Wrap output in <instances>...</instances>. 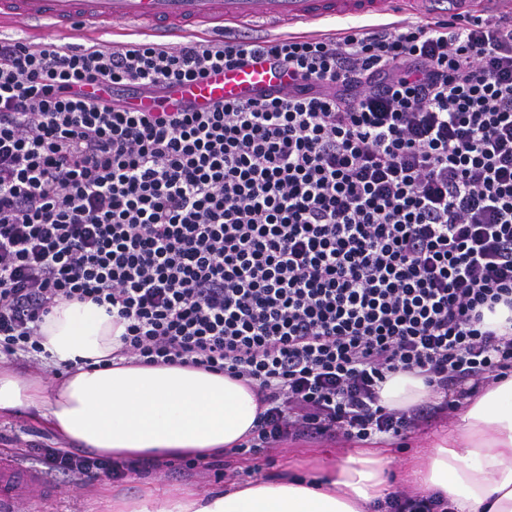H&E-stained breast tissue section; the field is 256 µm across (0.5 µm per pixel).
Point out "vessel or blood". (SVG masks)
<instances>
[{
    "label": "vessel or blood",
    "mask_w": 512,
    "mask_h": 512,
    "mask_svg": "<svg viewBox=\"0 0 512 512\" xmlns=\"http://www.w3.org/2000/svg\"><path fill=\"white\" fill-rule=\"evenodd\" d=\"M389 0H0V26L40 23L63 32L87 30L89 24L148 21L158 42L171 43L197 28L220 36L225 28L266 18L288 24L325 25L345 16L382 17ZM285 74L260 60L242 68L211 74L171 88L164 99L136 100L148 111L157 105L176 110L193 104L204 110L218 100H246L270 86L287 85ZM0 512H14L18 499H38L49 493L39 472L31 467L0 468Z\"/></svg>",
    "instance_id": "1"
}]
</instances>
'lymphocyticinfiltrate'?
<instances>
[{
  "label": "lymphocytic infiltrate",
  "mask_w": 512,
  "mask_h": 512,
  "mask_svg": "<svg viewBox=\"0 0 512 512\" xmlns=\"http://www.w3.org/2000/svg\"><path fill=\"white\" fill-rule=\"evenodd\" d=\"M266 58L291 89L207 111L129 93ZM64 300L125 321L120 355L246 381L237 455L406 438L512 374V14L331 37L120 45L0 38V354L39 362ZM437 404L390 410L396 372ZM50 478L152 469L0 434Z\"/></svg>",
  "instance_id": "1"
}]
</instances>
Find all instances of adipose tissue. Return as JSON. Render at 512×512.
Here are the masks:
<instances>
[{"label":"adipose tissue","mask_w":512,"mask_h":512,"mask_svg":"<svg viewBox=\"0 0 512 512\" xmlns=\"http://www.w3.org/2000/svg\"><path fill=\"white\" fill-rule=\"evenodd\" d=\"M122 327L94 302L64 301L40 325L52 360L71 365L47 387L37 375L0 367V415L32 410L53 437L117 461L223 455L249 438L253 392L227 375L180 365L111 363ZM432 391L410 373L390 375L380 403L406 409ZM388 457L366 449L320 480L282 476L180 497L177 512H368L389 492ZM404 481L447 499L452 512H512V376L459 405V420L406 461Z\"/></svg>","instance_id":"ef3b65f1"}]
</instances>
